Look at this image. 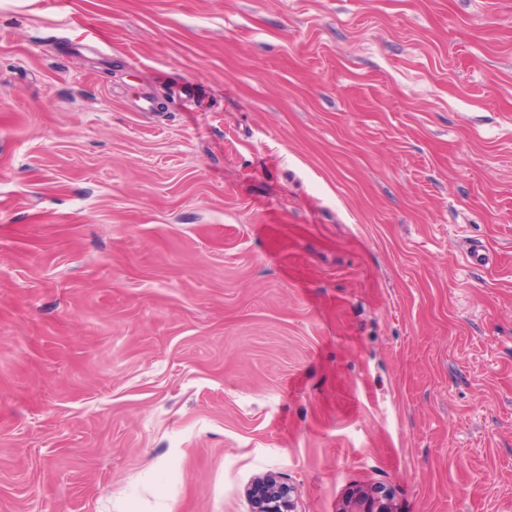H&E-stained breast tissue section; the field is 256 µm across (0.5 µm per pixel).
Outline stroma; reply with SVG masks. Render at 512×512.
<instances>
[{
  "mask_svg": "<svg viewBox=\"0 0 512 512\" xmlns=\"http://www.w3.org/2000/svg\"><path fill=\"white\" fill-rule=\"evenodd\" d=\"M270 472L512 512V0H0V512Z\"/></svg>",
  "mask_w": 512,
  "mask_h": 512,
  "instance_id": "1",
  "label": "stroma"
}]
</instances>
